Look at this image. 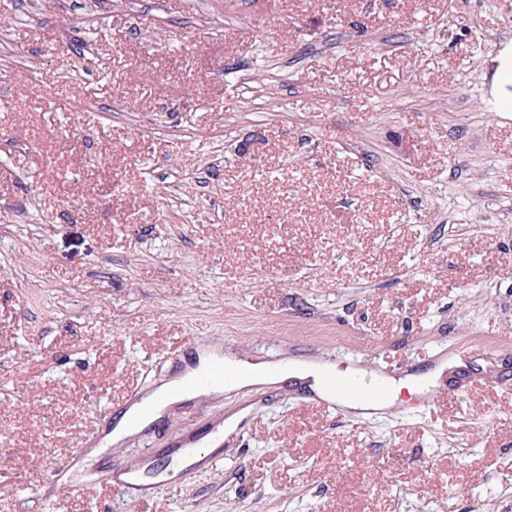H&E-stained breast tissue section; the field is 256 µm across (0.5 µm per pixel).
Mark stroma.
<instances>
[{"label":"stroma","mask_w":512,"mask_h":512,"mask_svg":"<svg viewBox=\"0 0 512 512\" xmlns=\"http://www.w3.org/2000/svg\"><path fill=\"white\" fill-rule=\"evenodd\" d=\"M0 512H512V0H0ZM482 343L370 417L243 389L214 467L52 476L212 346L366 378ZM204 455L201 454L200 456H194L193 458L189 459L187 457H177L174 459L173 462L168 464L166 468L160 472L156 477H149L146 476V470L149 468V465L144 466L141 470L135 471V472H128V473H120L117 475V479L120 481L125 482H137V483H143L147 485L148 483L154 481V480H166V479H172L178 475V473L185 468L188 464L191 463H197L201 462L203 460Z\"/></svg>","instance_id":"stroma-1"}]
</instances>
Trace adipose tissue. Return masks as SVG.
Returning a JSON list of instances; mask_svg holds the SVG:
<instances>
[{
  "instance_id": "ef3b65f1",
  "label": "adipose tissue",
  "mask_w": 512,
  "mask_h": 512,
  "mask_svg": "<svg viewBox=\"0 0 512 512\" xmlns=\"http://www.w3.org/2000/svg\"><path fill=\"white\" fill-rule=\"evenodd\" d=\"M219 364L233 368L240 363L238 359L222 354L216 347L200 353L193 366L171 376L169 380L134 401L114 421L106 437L108 444L123 443L132 435L161 419L179 402L194 399L196 393L189 386L190 380ZM245 365L247 367L245 374L238 376L234 383L214 387L211 391L212 396L218 397L244 388L277 386L289 382L317 397L324 398L328 395L326 381L332 373L330 366L309 360H293L281 366L264 361H250ZM441 375V370L436 369L419 377H407L400 382L391 379L386 383L385 393L378 399L355 397L347 400L346 406L364 416L378 412L396 402L402 387H412L422 392L436 385Z\"/></svg>"
}]
</instances>
